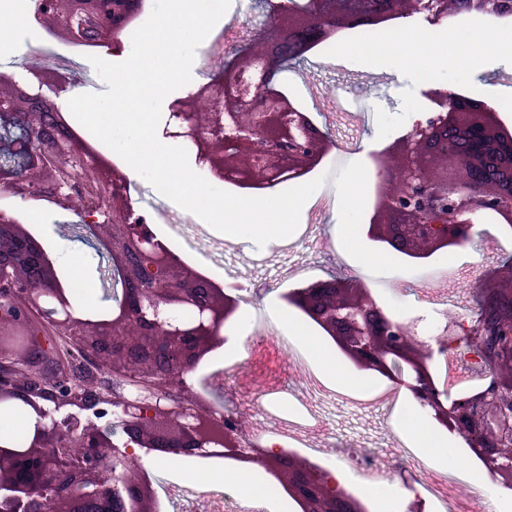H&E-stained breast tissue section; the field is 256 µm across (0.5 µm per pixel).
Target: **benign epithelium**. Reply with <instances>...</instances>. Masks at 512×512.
Returning <instances> with one entry per match:
<instances>
[{"label": "benign epithelium", "mask_w": 512, "mask_h": 512, "mask_svg": "<svg viewBox=\"0 0 512 512\" xmlns=\"http://www.w3.org/2000/svg\"><path fill=\"white\" fill-rule=\"evenodd\" d=\"M145 0H37L35 18L55 37L87 48L120 47ZM267 36L224 59L190 96L169 106L165 138H181L219 183L266 190L298 179L333 141L282 90L288 57L306 59L340 29L417 15L435 24L461 12L512 18V0H309L303 10L271 0ZM63 73L0 72V193L76 215L111 259L121 286L111 314L78 316L42 241L16 210L0 209V405L33 419L20 448L0 437V512H157L146 456L231 459L282 481L301 512H365L332 474L281 447L241 440L238 412L200 401L190 374L223 343L242 297L186 263L145 222L129 182L84 145L58 102ZM412 130L373 153L379 201L365 234L375 245L425 262L463 247L475 220L512 223V134L493 104L438 88ZM477 310L444 314L424 339L418 320L384 310L364 283L331 275L281 295L358 370L408 390L438 426L458 435L493 477L512 488V261L474 278ZM126 395L101 392V376ZM111 409H106V406ZM115 423L100 425L107 415Z\"/></svg>", "instance_id": "1"}]
</instances>
